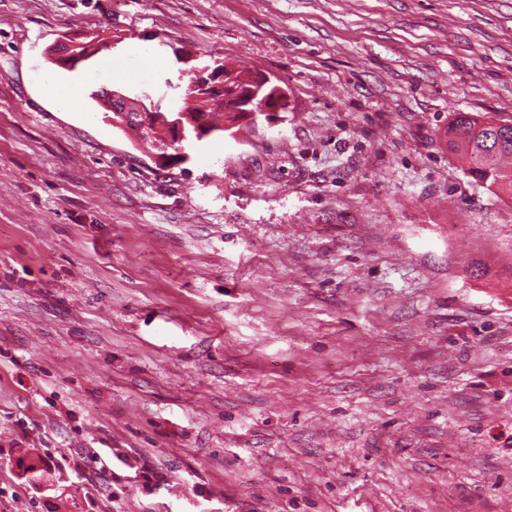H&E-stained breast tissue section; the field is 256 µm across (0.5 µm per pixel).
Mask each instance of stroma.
<instances>
[{
    "mask_svg": "<svg viewBox=\"0 0 512 512\" xmlns=\"http://www.w3.org/2000/svg\"><path fill=\"white\" fill-rule=\"evenodd\" d=\"M191 58L288 109L163 169L91 93ZM458 112L512 121V0H0V512H512V198ZM101 40H95L92 39L90 41H75L68 37H62L58 41H56L53 45V51L51 54L56 59H62L67 57H74L77 55V52L75 51L78 47L84 46L79 49V52L85 55V58L83 60H80L78 62H74L72 64H69L67 61H58L56 62L58 65H62L63 67H67L70 70H74L78 64L87 61L92 56L96 55L99 51V48L93 49L90 46H96L100 43ZM90 45V46H85ZM448 150L468 161V172L488 191L512 197V181H500L504 171H512L501 163L512 156V121L487 122L471 112L455 113L448 126ZM489 157L492 165L487 162Z\"/></svg>",
    "mask_w": 512,
    "mask_h": 512,
    "instance_id": "stroma-1",
    "label": "stroma"
}]
</instances>
